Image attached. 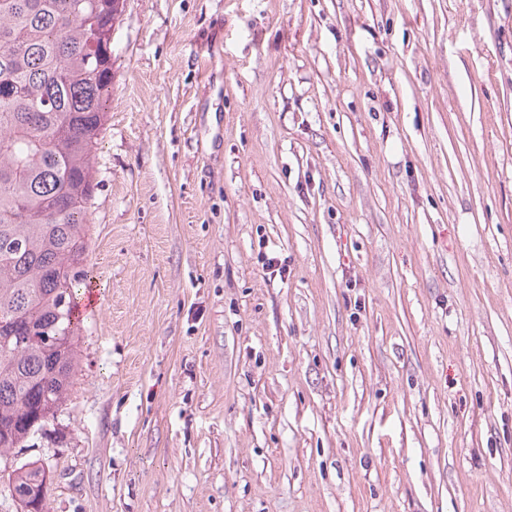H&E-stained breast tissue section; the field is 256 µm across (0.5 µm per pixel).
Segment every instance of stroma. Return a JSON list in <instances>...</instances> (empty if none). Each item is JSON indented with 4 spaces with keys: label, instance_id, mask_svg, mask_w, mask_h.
I'll return each instance as SVG.
<instances>
[{
    "label": "stroma",
    "instance_id": "obj_1",
    "mask_svg": "<svg viewBox=\"0 0 512 512\" xmlns=\"http://www.w3.org/2000/svg\"><path fill=\"white\" fill-rule=\"evenodd\" d=\"M48 512H512V0H124Z\"/></svg>",
    "mask_w": 512,
    "mask_h": 512
}]
</instances>
